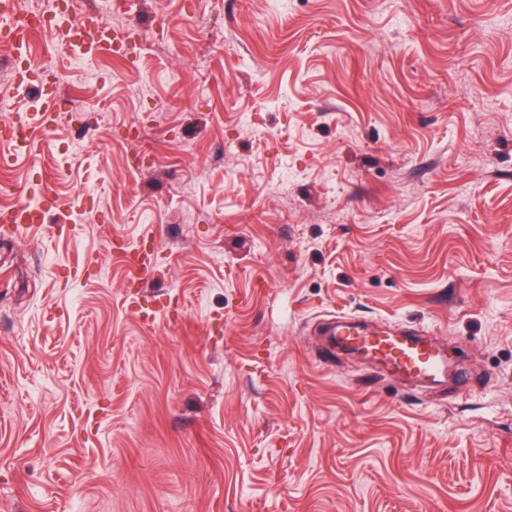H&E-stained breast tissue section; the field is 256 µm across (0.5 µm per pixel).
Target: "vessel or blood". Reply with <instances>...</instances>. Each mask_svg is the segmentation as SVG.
Instances as JSON below:
<instances>
[{
	"label": "vessel or blood",
	"mask_w": 512,
	"mask_h": 512,
	"mask_svg": "<svg viewBox=\"0 0 512 512\" xmlns=\"http://www.w3.org/2000/svg\"><path fill=\"white\" fill-rule=\"evenodd\" d=\"M0 21L8 24L18 43L29 42L39 31L32 16L17 12L15 0H0ZM101 27L95 15L75 5L60 29L64 37L75 36L84 41L98 34ZM54 97V91H46L40 111L28 117L22 133L12 135V143H23L30 152L39 147L41 132L54 121ZM45 215V205L20 202L0 208V224L31 232L44 224ZM326 333L342 344L364 350L368 357L390 368L396 376L432 382L448 374L447 355L434 340L423 338L420 332H369L352 322L336 320L328 324Z\"/></svg>",
	"instance_id": "b4317fda"
}]
</instances>
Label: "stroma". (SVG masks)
<instances>
[{"mask_svg":"<svg viewBox=\"0 0 512 512\" xmlns=\"http://www.w3.org/2000/svg\"><path fill=\"white\" fill-rule=\"evenodd\" d=\"M111 7L93 81L37 37L57 120L0 164V207L56 201L0 229V512H512V0ZM338 316L455 378L332 348ZM326 335L364 350L397 377L432 382L448 376L451 366L436 342L418 331L369 332L347 320H336L328 324Z\"/></svg>","mask_w":512,"mask_h":512,"instance_id":"35a3bbf8","label":"stroma"}]
</instances>
